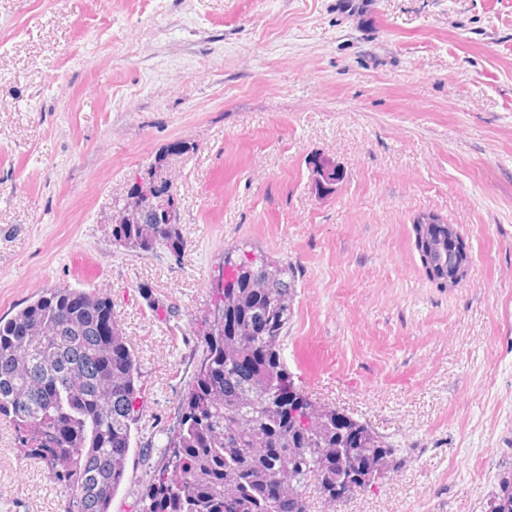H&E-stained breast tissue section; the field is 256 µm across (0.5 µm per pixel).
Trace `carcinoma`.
Here are the masks:
<instances>
[{"mask_svg": "<svg viewBox=\"0 0 512 512\" xmlns=\"http://www.w3.org/2000/svg\"><path fill=\"white\" fill-rule=\"evenodd\" d=\"M329 192L333 163L314 168ZM131 195L139 219L112 225L114 244L138 254L164 248L181 255V203L173 223L155 210L161 189ZM430 279L445 287L463 255L448 231L413 225ZM295 289L288 265L231 247L224 251V322L204 333L206 351L180 405L169 469L146 491L142 512H314L307 488L331 508L380 487L405 462L368 425L304 396L282 356ZM139 367L112 301L99 292L55 286L0 318V420L11 425L23 456L42 463L66 492V512H111L132 449ZM484 512H512V463L503 467Z\"/></svg>", "mask_w": 512, "mask_h": 512, "instance_id": "1", "label": "carcinoma"}]
</instances>
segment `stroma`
<instances>
[{
    "mask_svg": "<svg viewBox=\"0 0 512 512\" xmlns=\"http://www.w3.org/2000/svg\"><path fill=\"white\" fill-rule=\"evenodd\" d=\"M159 157L178 257L112 242ZM316 158L342 172L330 192ZM423 212L466 244L456 287L425 273ZM242 243L292 267L285 348L338 357L302 390L409 451L342 512H481L512 462V0H0V317L56 285L111 299L142 384L112 512L165 464ZM64 506L0 424V512Z\"/></svg>",
    "mask_w": 512,
    "mask_h": 512,
    "instance_id": "stroma-1",
    "label": "stroma"
}]
</instances>
